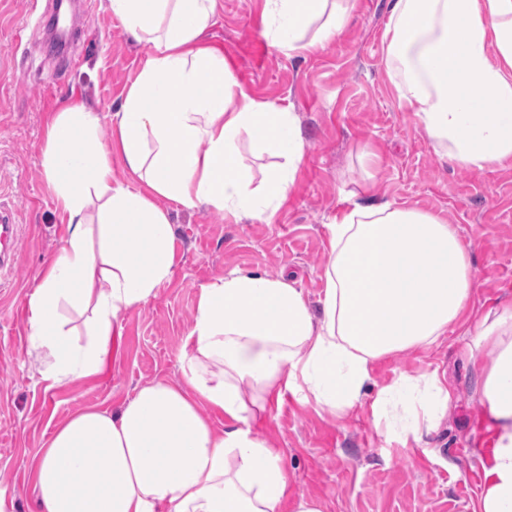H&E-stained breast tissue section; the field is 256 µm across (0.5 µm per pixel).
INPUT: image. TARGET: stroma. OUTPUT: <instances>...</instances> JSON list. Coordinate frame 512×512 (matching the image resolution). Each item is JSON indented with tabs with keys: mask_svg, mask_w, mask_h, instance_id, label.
I'll use <instances>...</instances> for the list:
<instances>
[{
	"mask_svg": "<svg viewBox=\"0 0 512 512\" xmlns=\"http://www.w3.org/2000/svg\"><path fill=\"white\" fill-rule=\"evenodd\" d=\"M266 0H219L204 35L243 90L294 112L305 141L295 184L272 223L234 222L207 205L169 204L177 269L155 297L122 321L119 355L89 378L48 387L37 371L28 302L40 270L66 234L43 172L47 125L72 97L117 111L152 51L112 16L107 0H79L64 48L49 35L56 0H0V205L20 230L11 275L0 287V512H39L32 466L72 413L116 409L152 381L181 379L179 357L200 291L238 269L285 276L319 310L327 225L351 195L440 215L469 251V325L512 301V160L470 171L441 159L418 119L399 108L386 73L388 0H345L342 35L308 57H287L266 32ZM460 329L436 344L380 359L364 406L330 414L292 395L251 423L280 448L295 492L324 512H473L490 454L478 376L486 351L466 353ZM437 372L453 393L421 443L387 439L370 405L403 374Z\"/></svg>",
	"mask_w": 512,
	"mask_h": 512,
	"instance_id": "obj_1",
	"label": "stroma"
}]
</instances>
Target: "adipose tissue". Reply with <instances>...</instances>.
Masks as SVG:
<instances>
[{
  "instance_id": "ef3b65f1",
  "label": "adipose tissue",
  "mask_w": 512,
  "mask_h": 512,
  "mask_svg": "<svg viewBox=\"0 0 512 512\" xmlns=\"http://www.w3.org/2000/svg\"><path fill=\"white\" fill-rule=\"evenodd\" d=\"M267 2L270 44L291 57L324 48L350 22L340 0ZM109 3L153 51L105 118L109 139L99 135L105 119L83 102L47 130L44 173L67 234L30 297L29 327L53 385L99 373L121 342L123 315L174 276L163 201L271 221L305 151L294 113L249 96L223 53L200 45L217 0ZM389 5L386 69L399 107L458 167L512 159V0ZM245 137L277 159L258 189L240 156ZM116 155L144 189L114 178ZM328 229L320 313L285 279L215 277L185 336L179 383L144 385L114 411L83 408L40 448V512H278L291 476L280 449L253 434L256 412L288 392L332 414L362 406L374 363L462 325L472 294L469 253L437 215L354 201ZM65 304L85 315V344L62 319ZM473 344L490 355L478 385L496 434L473 512H512V304L483 317ZM451 399L438 376L404 375L372 409L387 418V435L418 443Z\"/></svg>"
}]
</instances>
